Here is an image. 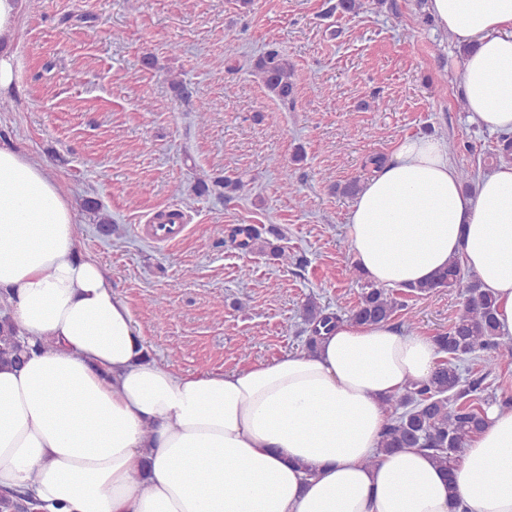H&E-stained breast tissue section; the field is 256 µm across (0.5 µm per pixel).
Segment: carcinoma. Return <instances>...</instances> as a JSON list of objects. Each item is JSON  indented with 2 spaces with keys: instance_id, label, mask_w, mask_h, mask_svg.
Here are the masks:
<instances>
[{
  "instance_id": "1",
  "label": "carcinoma",
  "mask_w": 512,
  "mask_h": 512,
  "mask_svg": "<svg viewBox=\"0 0 512 512\" xmlns=\"http://www.w3.org/2000/svg\"><path fill=\"white\" fill-rule=\"evenodd\" d=\"M251 68L270 97L283 105L294 102L303 78L278 47L267 45L251 60ZM232 236L241 237V248L268 253L283 265L303 264L302 258L289 255L250 227L239 226L232 230ZM447 288L460 292L463 306L448 331L433 337L446 358L428 380L413 381L404 391L383 401L390 419L379 441L382 453L420 448L431 454L442 471L456 464L471 438L484 429L483 408L476 405V400L502 358L512 361V338L500 334L495 297L482 288L476 276L465 275L460 259L451 260L430 280L408 288L407 294L429 296ZM403 307L394 294L373 285L362 289L357 304L344 318L326 312L309 299L301 313L310 332L308 347L316 349L321 325L341 319L360 324L388 323ZM29 352L14 322L7 316L0 317V364H17ZM475 359L483 362L481 368L464 370V365ZM0 507L7 512H31L26 494L20 490L1 494Z\"/></svg>"
}]
</instances>
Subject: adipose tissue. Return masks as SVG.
<instances>
[{
  "label": "adipose tissue",
  "instance_id": "obj_1",
  "mask_svg": "<svg viewBox=\"0 0 512 512\" xmlns=\"http://www.w3.org/2000/svg\"><path fill=\"white\" fill-rule=\"evenodd\" d=\"M29 0H0V91ZM462 43L473 122L512 134V0H429ZM354 261L370 282L416 285L462 258L512 337V163L466 193L445 139L405 136L356 196ZM0 290L21 335L52 341L0 367V490L39 512H512V409L447 481L416 448L379 454L385 397L428 379L434 341L391 325L330 324L312 355L233 372H182L147 348L128 305L80 251L55 175L0 144ZM379 462L366 466L371 456Z\"/></svg>",
  "mask_w": 512,
  "mask_h": 512
}]
</instances>
